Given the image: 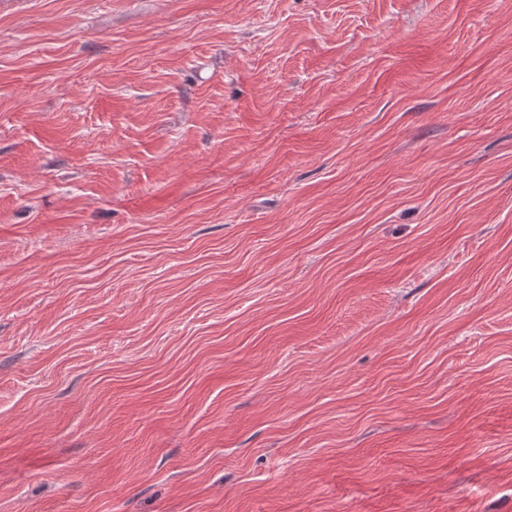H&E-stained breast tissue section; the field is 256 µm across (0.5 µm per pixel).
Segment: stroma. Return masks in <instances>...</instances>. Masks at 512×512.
I'll list each match as a JSON object with an SVG mask.
<instances>
[{"instance_id": "obj_1", "label": "stroma", "mask_w": 512, "mask_h": 512, "mask_svg": "<svg viewBox=\"0 0 512 512\" xmlns=\"http://www.w3.org/2000/svg\"><path fill=\"white\" fill-rule=\"evenodd\" d=\"M0 512H512V0H0Z\"/></svg>"}]
</instances>
